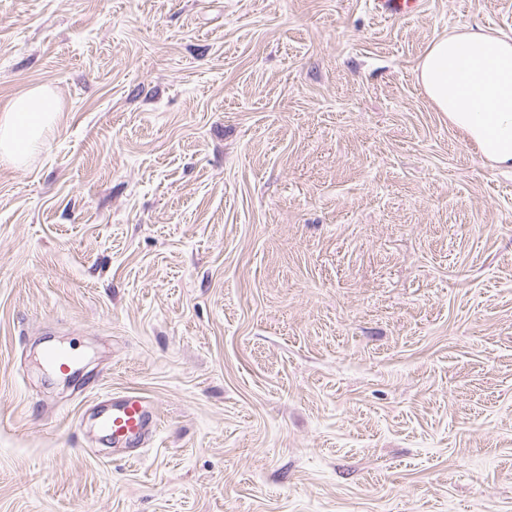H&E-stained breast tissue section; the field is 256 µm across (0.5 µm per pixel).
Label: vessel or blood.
Returning a JSON list of instances; mask_svg holds the SVG:
<instances>
[{
  "mask_svg": "<svg viewBox=\"0 0 512 512\" xmlns=\"http://www.w3.org/2000/svg\"><path fill=\"white\" fill-rule=\"evenodd\" d=\"M43 357L51 370L60 373L71 371L77 361L73 351L61 347L47 348ZM96 424L113 447L140 444L156 425L154 406L147 397L128 394L103 407L97 415Z\"/></svg>",
  "mask_w": 512,
  "mask_h": 512,
  "instance_id": "vessel-or-blood-1",
  "label": "vessel or blood"
}]
</instances>
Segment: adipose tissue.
<instances>
[{"instance_id":"1","label":"adipose tissue","mask_w":512,"mask_h":512,"mask_svg":"<svg viewBox=\"0 0 512 512\" xmlns=\"http://www.w3.org/2000/svg\"><path fill=\"white\" fill-rule=\"evenodd\" d=\"M436 109L463 131L482 157L512 167V36L466 31L436 38L416 67ZM62 100L33 85L0 107V157L31 164L56 128Z\"/></svg>"}]
</instances>
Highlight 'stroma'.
I'll return each mask as SVG.
<instances>
[{"instance_id": "obj_1", "label": "stroma", "mask_w": 512, "mask_h": 512, "mask_svg": "<svg viewBox=\"0 0 512 512\" xmlns=\"http://www.w3.org/2000/svg\"><path fill=\"white\" fill-rule=\"evenodd\" d=\"M465 28L512 0H0V105L64 106L0 164V512H512V169L415 79ZM0 157L27 167L57 127L62 100L49 85H33L0 108ZM43 357L51 370L60 373L71 371L77 362V355L73 351L61 347L47 348ZM96 424L99 432L112 441L113 448L141 445L156 425L154 406L138 394L115 398L99 411Z\"/></svg>"}]
</instances>
